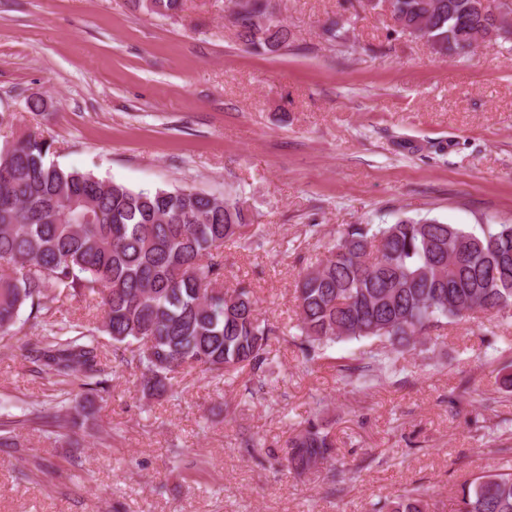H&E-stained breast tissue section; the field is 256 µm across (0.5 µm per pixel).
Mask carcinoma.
Segmentation results:
<instances>
[{
	"label": "carcinoma",
	"instance_id": "obj_1",
	"mask_svg": "<svg viewBox=\"0 0 512 512\" xmlns=\"http://www.w3.org/2000/svg\"><path fill=\"white\" fill-rule=\"evenodd\" d=\"M475 0H390L402 29L422 32L435 52L468 54L507 32L486 26ZM172 16L181 0H132ZM244 43L276 52L290 46L288 27L268 0H235ZM51 145L26 130L0 147V336L20 332V314L43 335L22 341L38 374L63 399L50 414L35 409L0 423V447H20L17 426L80 445L78 430L108 392L99 336L140 370L148 397H173L171 375L197 367L214 378L247 374L245 391L267 385L269 341L280 328L261 318L254 291L224 287V243L261 225L239 201L189 188L133 189L46 161ZM67 291L102 306L103 320L80 326L51 320ZM298 347L308 362L341 341L373 340L343 378L366 387L397 373L404 353L441 326L476 314L512 312V224L466 231L435 219L350 224L328 256L306 269L296 289ZM329 432L312 415L288 439V469L306 473L330 460ZM429 489L414 487L380 512H434ZM455 512H512V472L460 486Z\"/></svg>",
	"mask_w": 512,
	"mask_h": 512
}]
</instances>
